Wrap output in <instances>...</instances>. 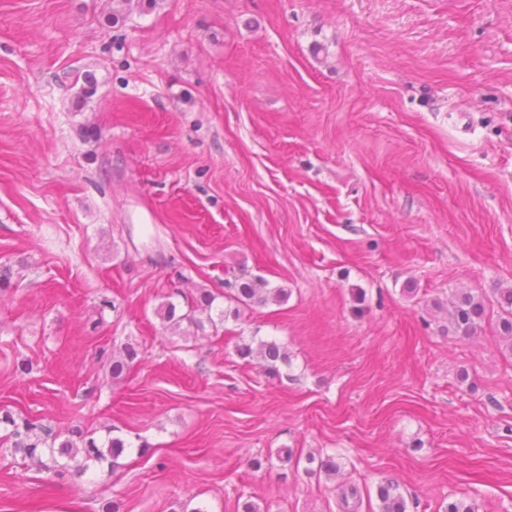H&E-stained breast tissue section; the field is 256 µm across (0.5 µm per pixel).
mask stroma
Here are the masks:
<instances>
[{
    "label": "stroma",
    "mask_w": 512,
    "mask_h": 512,
    "mask_svg": "<svg viewBox=\"0 0 512 512\" xmlns=\"http://www.w3.org/2000/svg\"><path fill=\"white\" fill-rule=\"evenodd\" d=\"M112 8L0 0V409L133 446L62 478L0 447V512H370L386 478L407 512H512V0ZM242 277L287 301L163 324ZM497 306V327L505 349L512 353V288L498 289ZM438 309L446 315L448 328L461 338L476 334L487 315L483 296L471 292L451 293ZM215 298L211 297L210 295H207L206 297L200 298V305L197 303V305L189 304V302H186V310H179L177 309V305L169 301L166 304H164L160 311V316L164 321L169 323L170 327L179 328L181 323L184 321H187L190 324H195L196 326H201L202 321L196 317V312L199 310V308H202V311L208 313V321L214 325V327L217 326L215 320L213 319L211 315V310L213 308L212 304L214 303ZM203 302V305H202ZM237 352L242 358L260 359L264 362L265 368L274 374L280 373L279 365L288 364L287 354L280 344L276 341L256 339V336L238 344Z\"/></svg>",
    "instance_id": "35a3bbf8"
}]
</instances>
